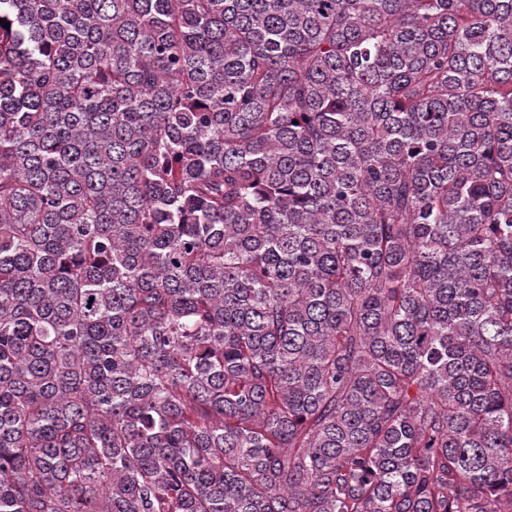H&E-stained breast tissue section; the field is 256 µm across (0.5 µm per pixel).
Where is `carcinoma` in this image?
I'll return each instance as SVG.
<instances>
[{
	"label": "carcinoma",
	"mask_w": 512,
	"mask_h": 512,
	"mask_svg": "<svg viewBox=\"0 0 512 512\" xmlns=\"http://www.w3.org/2000/svg\"><path fill=\"white\" fill-rule=\"evenodd\" d=\"M0 19V512H512V0Z\"/></svg>",
	"instance_id": "carcinoma-1"
}]
</instances>
